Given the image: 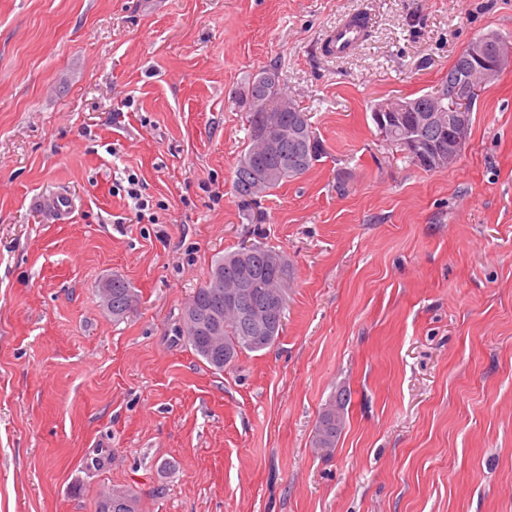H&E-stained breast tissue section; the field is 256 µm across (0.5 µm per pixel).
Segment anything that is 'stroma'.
Segmentation results:
<instances>
[{"label": "stroma", "instance_id": "1", "mask_svg": "<svg viewBox=\"0 0 512 512\" xmlns=\"http://www.w3.org/2000/svg\"><path fill=\"white\" fill-rule=\"evenodd\" d=\"M348 12L370 38L322 57ZM490 31L512 38V0H0V512L115 487L138 512H512V66L449 168L371 118ZM273 64L324 154L246 211L235 94ZM129 171L158 223L117 194ZM244 241L287 262L285 328L218 373L177 329ZM115 274L139 297L120 320ZM41 206L55 221H62L72 210V199L63 193L54 194L41 200ZM350 393L340 391L323 409L315 425V444L318 448H335L345 428V410Z\"/></svg>", "mask_w": 512, "mask_h": 512}]
</instances>
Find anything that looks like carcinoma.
I'll use <instances>...</instances> for the list:
<instances>
[{
	"label": "carcinoma",
	"instance_id": "1",
	"mask_svg": "<svg viewBox=\"0 0 512 512\" xmlns=\"http://www.w3.org/2000/svg\"><path fill=\"white\" fill-rule=\"evenodd\" d=\"M246 110L248 144L240 155L235 171L233 188L241 207L250 208L280 185L306 173L322 155V145L306 119V112L288 94V87L281 79L279 67L271 65L256 73L237 96ZM266 116L270 122L269 134L279 143V151L266 153L259 145L260 135L255 132L257 117ZM246 271L253 280L262 284L256 289L262 296L278 282H286L288 265L277 251L260 243L252 250L240 246L218 257L209 278L194 292L190 304L198 311V324L212 326L214 316L220 318L217 335L218 347H213L204 335L195 334L192 325L183 322L182 336L196 356L213 370L222 372L230 367L244 351L259 352L272 347L283 333L284 325L272 329L261 340L253 339L243 315L224 311V289L214 287L218 279L229 282ZM110 307L114 318H122L133 307L137 295L120 275L111 281ZM350 394L342 390L323 409L315 425V444L334 448L345 428V410ZM95 512H137L136 496L127 490L114 489L112 496L96 501Z\"/></svg>",
	"mask_w": 512,
	"mask_h": 512
}]
</instances>
